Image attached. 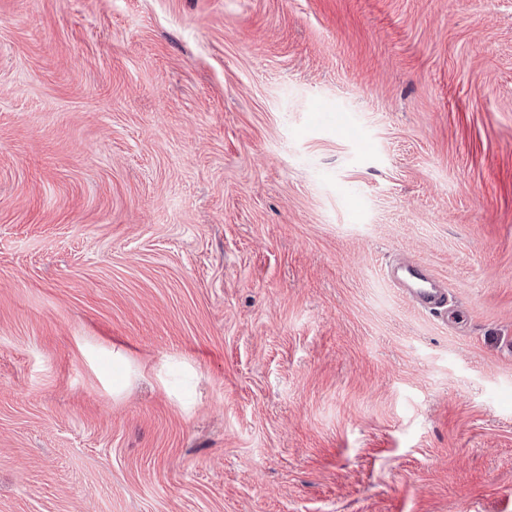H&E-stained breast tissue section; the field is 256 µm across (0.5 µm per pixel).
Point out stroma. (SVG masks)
I'll use <instances>...</instances> for the list:
<instances>
[{
    "instance_id": "1",
    "label": "stroma",
    "mask_w": 512,
    "mask_h": 512,
    "mask_svg": "<svg viewBox=\"0 0 512 512\" xmlns=\"http://www.w3.org/2000/svg\"><path fill=\"white\" fill-rule=\"evenodd\" d=\"M0 512H512V0H0ZM387 278L397 288H404L413 301L425 308L442 311L447 304L446 286L419 263H400L388 270Z\"/></svg>"
}]
</instances>
